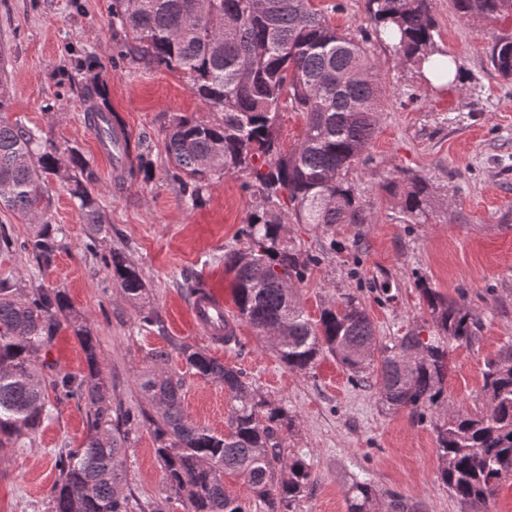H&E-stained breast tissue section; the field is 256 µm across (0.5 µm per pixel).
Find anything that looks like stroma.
Masks as SVG:
<instances>
[{
  "label": "stroma",
  "instance_id": "1",
  "mask_svg": "<svg viewBox=\"0 0 512 512\" xmlns=\"http://www.w3.org/2000/svg\"><path fill=\"white\" fill-rule=\"evenodd\" d=\"M112 0H0V48L9 61L8 119L39 127L58 147L79 150L95 174L92 189L104 221L100 235L84 224L64 182H46L48 216L61 227L54 264L37 269L31 254L0 251V280L32 276L64 289L99 341L112 403L145 407L140 383L150 350L168 349L166 370L184 376L183 410L193 422L223 433L224 386L188 372L179 352L187 344L241 369L265 395L296 417L287 436L305 453L313 482L295 512H348L345 492L355 476L380 493L397 492L421 512H474L437 478L436 436L430 419L383 407L375 391L355 386L332 356L296 373L284 367L262 336L240 324V348H218L195 326L181 287L195 276L233 310L224 249L239 241L254 206L244 173L212 178L202 206L188 202L190 186L173 178L165 137L174 117L212 119L184 74L132 60L130 39L112 26ZM332 25L371 39L369 52L383 87L382 110L367 162L348 173L369 216L323 233L289 224L288 239L321 254L300 287L303 308L318 319L324 302L357 289L380 342L412 332L436 335L419 289L427 283L449 298H465L478 314L480 340L450 350L444 397L449 407L475 409L484 361L512 343V83L489 65L493 40L512 31L506 21H466L452 0H431L435 40L461 66V79L430 85L412 62L376 37L366 0H314ZM100 65L109 105L143 153L150 180L116 185V165L89 129L80 96L90 65ZM417 174L437 188L426 222L411 223L383 182ZM124 251L146 283L148 306L162 329H144L133 307L106 277L102 257ZM49 416L22 447L0 450V512H45L57 473L54 453L81 447L89 427L76 401L50 402ZM129 488L151 503L168 495L154 438L142 427L128 451Z\"/></svg>",
  "mask_w": 512,
  "mask_h": 512
}]
</instances>
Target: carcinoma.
<instances>
[{
	"label": "carcinoma",
	"mask_w": 512,
	"mask_h": 512,
	"mask_svg": "<svg viewBox=\"0 0 512 512\" xmlns=\"http://www.w3.org/2000/svg\"><path fill=\"white\" fill-rule=\"evenodd\" d=\"M453 6L466 20L512 18V0H453ZM366 9L376 31L405 60L446 70L433 36L430 0H367ZM112 26L128 34L136 59L182 71L191 91L220 113L211 122L181 115L166 135L172 174L192 185V205H202L214 176L239 171L251 176L257 202L243 241L224 249L236 318L263 337L287 336L271 349L291 371L306 373L329 354L355 385L376 389L392 411L423 417L425 409L439 406L449 346L479 340V317L465 297L449 300L421 288L438 329L426 341L413 333L390 344L379 341L354 292L328 301L313 321L302 309L298 288L320 256L286 238L285 200L294 206L297 224L328 231L336 224L369 223L346 180L368 149L381 111L367 40L332 26L313 0H112ZM488 60L500 77L512 81V34L492 42ZM105 91L96 74L82 85L81 97L90 129L110 153L115 132ZM286 107L305 121L301 138L287 152L277 134L278 115ZM118 164L119 182L151 177L141 153L133 157L126 150ZM50 174L67 177L84 223L100 232L102 216L89 189L93 174L78 150L62 151L39 130L1 119L0 204L42 228L21 242L0 232V251L18 247L40 268L51 266L61 248L59 229L46 214ZM383 191L398 197L403 213L417 223L427 218L435 194L420 176L402 185L391 181ZM103 261L125 297H142L141 274L124 252L114 250ZM63 320L84 352L86 369L78 376L47 360ZM179 350L188 370L224 384L230 402L224 433L184 414L183 379L159 369L169 358L164 349L149 353L158 368L141 383L156 415L113 408L97 336L70 314L66 293L0 281V449L18 447L42 427L48 385L57 399L87 408L89 436L83 446L55 451L57 480L48 512H166L163 504L145 505L127 492V444L146 423L167 487L189 512H249L224 489L228 471L245 478L264 512H294L313 481L305 456L285 446L295 417L240 369L189 346ZM433 428L438 479L463 503L486 505L502 481L512 478L511 343L485 362L481 406L439 415ZM346 496L348 512H417L403 495H382L364 477L352 480Z\"/></svg>",
	"instance_id": "1"
}]
</instances>
